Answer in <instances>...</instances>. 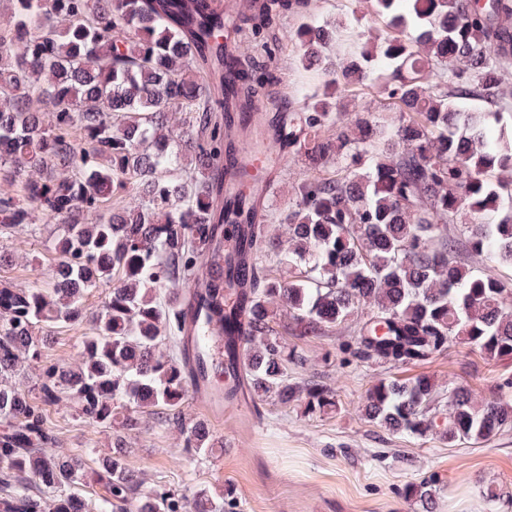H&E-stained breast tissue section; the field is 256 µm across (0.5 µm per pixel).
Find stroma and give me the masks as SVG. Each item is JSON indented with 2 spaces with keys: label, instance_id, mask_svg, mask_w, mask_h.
Returning <instances> with one entry per match:
<instances>
[{
  "label": "stroma",
  "instance_id": "1",
  "mask_svg": "<svg viewBox=\"0 0 512 512\" xmlns=\"http://www.w3.org/2000/svg\"><path fill=\"white\" fill-rule=\"evenodd\" d=\"M311 12L316 24L341 25L355 38L375 35L383 27L364 0H311ZM300 54L299 46L288 42L280 56L267 62L274 97L265 100L264 110L296 111L322 94L324 70L303 66ZM313 175L304 158H289L269 204L275 240H287L288 226L279 216L298 185ZM54 231V223L42 219L0 238V284L25 288L42 282ZM89 328L86 322L54 326L45 359H77ZM341 342L336 335L288 340L306 360L292 377L300 383L315 375L334 388V411L312 416L302 406L284 408L267 401L255 410L225 413L223 423L210 426L214 452L191 459L176 428L144 416L129 439L128 456L129 466L142 474L140 496L200 488L218 496L230 484L237 492L236 512H420L401 491L408 482L434 477V512H512V429L487 443L451 445L432 434L406 439L361 412L365 393L381 378L429 374L439 385L464 384L485 397L502 378L512 376V362L488 360L478 349L454 342L431 362L389 367L346 358ZM46 416L61 447L82 455L87 466L110 450L111 430L83 422L67 405L48 407ZM489 487L502 495L493 509L485 498Z\"/></svg>",
  "mask_w": 512,
  "mask_h": 512
}]
</instances>
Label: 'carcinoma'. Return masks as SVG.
<instances>
[{
    "label": "carcinoma",
    "mask_w": 512,
    "mask_h": 512,
    "mask_svg": "<svg viewBox=\"0 0 512 512\" xmlns=\"http://www.w3.org/2000/svg\"><path fill=\"white\" fill-rule=\"evenodd\" d=\"M369 3L385 35L373 50L349 51L329 84L356 87L383 72L390 111L346 122L326 91L288 113L301 156L334 170L289 199L284 249L250 221L253 173L226 192L222 163L239 137L259 152L275 148L266 119L232 120L268 96L258 59L277 57L287 39L318 64L338 39L311 22L280 31L281 16L307 12L308 0H251L245 12L222 0H12L0 28V234L42 215L56 235L46 285L0 287V512H234L229 486L218 498L199 489L139 500L141 473L127 463L125 435L142 413L178 427L189 456L212 451L208 425L181 417L189 381L177 300L193 287L201 319L222 323L217 367L228 382L216 392L226 400L246 382L256 402H301L312 415L336 407L322 381H291L288 363L303 358L274 327L275 301L294 335L346 333L342 345L363 361L427 362L453 340L489 360L512 358V283L465 265L447 230L457 227L470 255L512 265V143L492 113L466 107L496 103L512 78V0ZM242 38L255 56L227 49ZM173 111L186 119L180 140L164 133ZM129 188L141 198L135 209L114 202ZM229 212L238 224L226 253ZM246 250L248 271L237 264ZM270 256L293 276H272ZM100 285L108 300L90 312L84 295ZM87 318L77 361L41 364L32 391L8 384L40 364L38 330ZM60 402L116 430L97 459L104 494L94 501L75 492L87 485L85 461L54 448L45 407ZM362 411L408 438L483 443L512 428V377L485 400L466 386L441 391L426 375L382 379ZM435 494L431 479L403 490L423 512Z\"/></svg>",
    "instance_id": "obj_1"
}]
</instances>
